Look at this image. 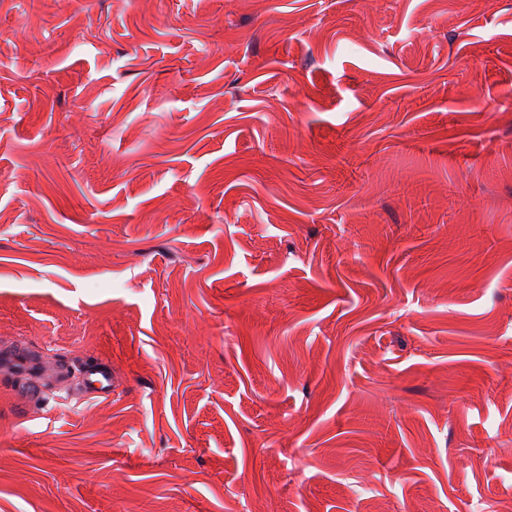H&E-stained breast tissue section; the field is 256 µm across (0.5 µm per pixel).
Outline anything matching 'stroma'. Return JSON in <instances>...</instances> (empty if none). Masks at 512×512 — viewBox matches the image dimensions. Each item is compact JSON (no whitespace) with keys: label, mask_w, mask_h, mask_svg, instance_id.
<instances>
[{"label":"stroma","mask_w":512,"mask_h":512,"mask_svg":"<svg viewBox=\"0 0 512 512\" xmlns=\"http://www.w3.org/2000/svg\"><path fill=\"white\" fill-rule=\"evenodd\" d=\"M16 345L0 512L512 500V0H0ZM84 388L99 397L112 396V363L105 358L95 357L83 371Z\"/></svg>","instance_id":"35a3bbf8"}]
</instances>
